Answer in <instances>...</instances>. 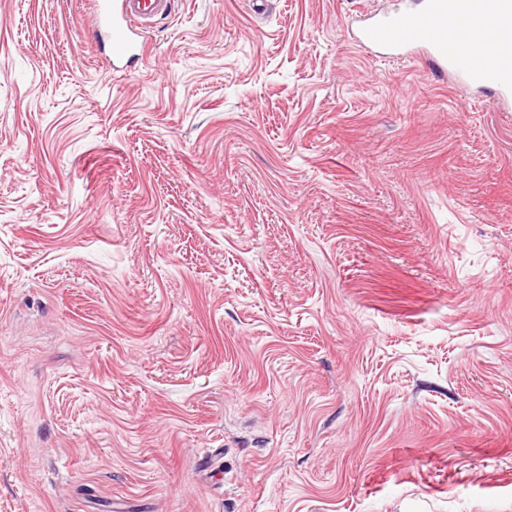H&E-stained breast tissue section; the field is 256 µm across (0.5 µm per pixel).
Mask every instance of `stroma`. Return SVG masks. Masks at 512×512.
<instances>
[{
  "mask_svg": "<svg viewBox=\"0 0 512 512\" xmlns=\"http://www.w3.org/2000/svg\"><path fill=\"white\" fill-rule=\"evenodd\" d=\"M396 0H172L134 72L0 0V512H512V96Z\"/></svg>",
  "mask_w": 512,
  "mask_h": 512,
  "instance_id": "35a3bbf8",
  "label": "stroma"
}]
</instances>
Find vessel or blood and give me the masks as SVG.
Listing matches in <instances>:
<instances>
[{
    "instance_id": "1",
    "label": "vessel or blood",
    "mask_w": 512,
    "mask_h": 512,
    "mask_svg": "<svg viewBox=\"0 0 512 512\" xmlns=\"http://www.w3.org/2000/svg\"><path fill=\"white\" fill-rule=\"evenodd\" d=\"M461 0H418L415 7L374 15L362 20L363 43L384 56L423 50L436 74L455 73L462 83H473L499 96L512 95V54H502L496 65L463 64L464 48L448 33V21L460 11ZM474 15L489 25L512 22V0H468ZM91 25L112 42V64L130 68L140 59V44L149 23L168 12L171 0H86Z\"/></svg>"
}]
</instances>
